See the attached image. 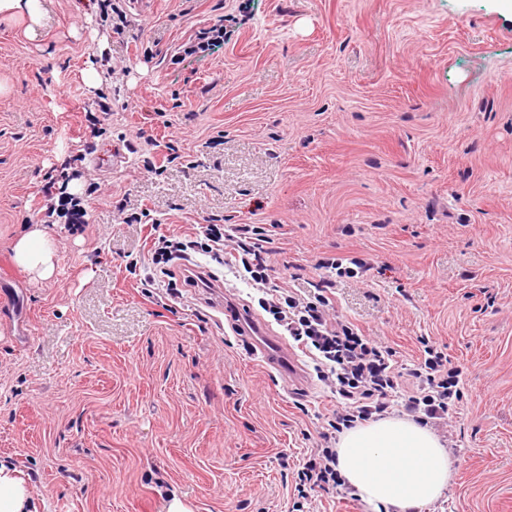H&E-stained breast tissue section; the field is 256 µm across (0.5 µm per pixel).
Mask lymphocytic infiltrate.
Segmentation results:
<instances>
[{
	"label": "lymphocytic infiltrate",
	"instance_id": "f902f5d3",
	"mask_svg": "<svg viewBox=\"0 0 512 512\" xmlns=\"http://www.w3.org/2000/svg\"><path fill=\"white\" fill-rule=\"evenodd\" d=\"M269 228L262 224H209L203 234H158L151 261L140 283L176 284L178 272H189L192 255L204 252L225 266L246 272L262 292L266 312L283 327L313 364L336 407L319 444L295 471L294 490L300 499L314 492L334 493L345 482L336 468V436L387 414L394 397H402L404 411L422 424L437 423L458 413L463 382L443 347L421 338L424 357L413 367H399L393 348L364 335L352 321L337 315L333 303L335 274L349 278L371 271L359 261L343 268L337 258L319 259L321 275L311 292L273 284L269 257L273 252Z\"/></svg>",
	"mask_w": 512,
	"mask_h": 512
}]
</instances>
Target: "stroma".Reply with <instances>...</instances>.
I'll return each mask as SVG.
<instances>
[{
  "instance_id": "stroma-1",
  "label": "stroma",
  "mask_w": 512,
  "mask_h": 512,
  "mask_svg": "<svg viewBox=\"0 0 512 512\" xmlns=\"http://www.w3.org/2000/svg\"><path fill=\"white\" fill-rule=\"evenodd\" d=\"M43 3L36 37L0 19V461L30 476L37 512H288L332 414L327 388L288 390L204 289L169 310L143 295L132 264L155 218L272 225L288 288L323 257L370 262L337 279V315L409 366L435 339L464 380L440 435L448 486L417 512H512V12L112 0L120 37L91 0ZM216 24L223 39L185 53ZM91 126L96 150L130 143L116 168L77 160ZM62 166L56 272L34 280L11 246ZM198 262L272 325L234 270Z\"/></svg>"
}]
</instances>
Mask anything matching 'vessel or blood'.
<instances>
[{
    "instance_id": "b4317fda",
    "label": "vessel or blood",
    "mask_w": 512,
    "mask_h": 512,
    "mask_svg": "<svg viewBox=\"0 0 512 512\" xmlns=\"http://www.w3.org/2000/svg\"><path fill=\"white\" fill-rule=\"evenodd\" d=\"M224 312L233 319L236 329L252 336L257 352L268 365L278 371L287 389L293 391L306 386L307 377L291 347L272 336L250 311L244 310L232 299H225Z\"/></svg>"
}]
</instances>
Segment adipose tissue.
Instances as JSON below:
<instances>
[{"mask_svg":"<svg viewBox=\"0 0 512 512\" xmlns=\"http://www.w3.org/2000/svg\"><path fill=\"white\" fill-rule=\"evenodd\" d=\"M16 263L33 278H51L57 249L38 224L13 245ZM346 483L379 512H415L435 501L448 484L449 459L429 427L402 416L347 430L336 446ZM32 489L16 467L0 462V512H31Z\"/></svg>","mask_w":512,"mask_h":512,"instance_id":"1","label":"adipose tissue"}]
</instances>
